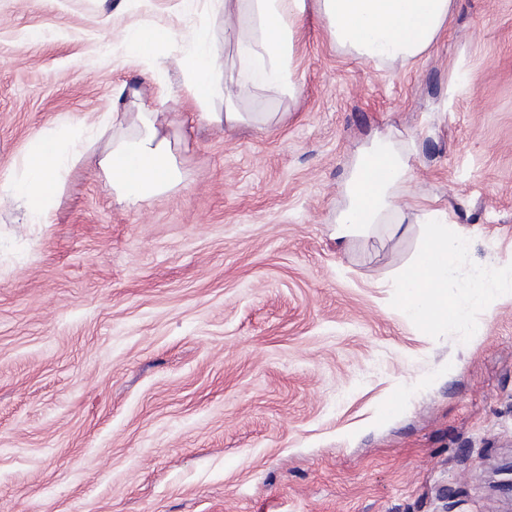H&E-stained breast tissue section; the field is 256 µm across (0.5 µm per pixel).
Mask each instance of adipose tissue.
Instances as JSON below:
<instances>
[{
    "label": "adipose tissue",
    "instance_id": "1",
    "mask_svg": "<svg viewBox=\"0 0 512 512\" xmlns=\"http://www.w3.org/2000/svg\"><path fill=\"white\" fill-rule=\"evenodd\" d=\"M315 2L337 47L374 65H403L423 55L446 29L456 0H207L210 13L223 16L232 36L236 60L230 70L217 62L215 33L208 24L193 28L177 59L181 88L199 119L234 129L260 125L267 114L237 111L243 88L276 91L296 97L295 42L308 2ZM177 38L170 28L142 23L124 33V59L155 72L165 66L163 49ZM223 97L224 112L212 111ZM165 113H137L134 133L116 135L100 167L112 178L120 200L135 206L166 192L180 180L171 145L159 135ZM86 151L78 130L60 127L36 139L19 167L0 182V197L22 206L27 221L46 225L55 210L64 173L79 165ZM410 167L391 140L381 138L365 148L347 182V206L337 216L336 234H365L382 220H392V233H406L398 202L410 181ZM470 238L460 225L445 221L426 224L420 247L398 275L404 309L419 323L440 328L463 317L446 287L453 261L466 252Z\"/></svg>",
    "mask_w": 512,
    "mask_h": 512
}]
</instances>
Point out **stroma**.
<instances>
[{
  "instance_id": "1",
  "label": "stroma",
  "mask_w": 512,
  "mask_h": 512,
  "mask_svg": "<svg viewBox=\"0 0 512 512\" xmlns=\"http://www.w3.org/2000/svg\"><path fill=\"white\" fill-rule=\"evenodd\" d=\"M222 20L183 0H0V178L64 122L135 114L125 30ZM297 99L198 121L167 74L181 181L120 202L96 142L51 224L0 200V512H512V0H457L378 68L310 12ZM404 147L413 229L336 242L360 151ZM438 210L470 236L428 330L395 274ZM502 287L479 302L466 283Z\"/></svg>"
}]
</instances>
